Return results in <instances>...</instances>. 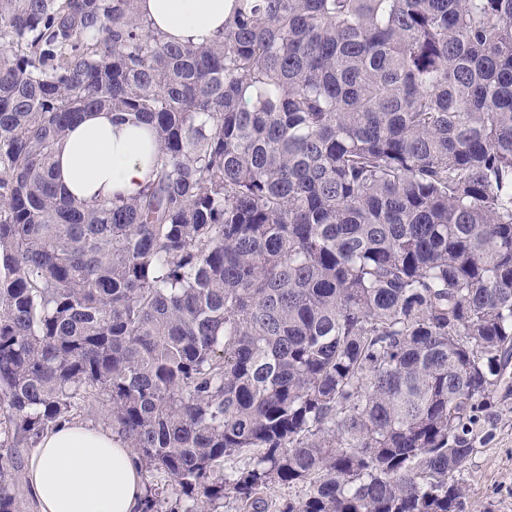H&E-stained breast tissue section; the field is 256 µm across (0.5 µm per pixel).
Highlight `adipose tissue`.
I'll return each instance as SVG.
<instances>
[{
	"label": "adipose tissue",
	"instance_id": "obj_1",
	"mask_svg": "<svg viewBox=\"0 0 512 512\" xmlns=\"http://www.w3.org/2000/svg\"><path fill=\"white\" fill-rule=\"evenodd\" d=\"M232 2L138 0V11L167 40L199 44L223 31ZM155 153L149 126L114 122L108 111L86 112L57 146L55 182L87 204L133 197L147 182ZM24 481L39 512H136L144 493L132 449L110 431L78 421L43 435Z\"/></svg>",
	"mask_w": 512,
	"mask_h": 512
}]
</instances>
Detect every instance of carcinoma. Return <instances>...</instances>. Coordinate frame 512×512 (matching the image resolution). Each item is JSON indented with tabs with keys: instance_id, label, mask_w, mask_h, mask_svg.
<instances>
[{
	"instance_id": "cac0c4a2",
	"label": "carcinoma",
	"mask_w": 512,
	"mask_h": 512,
	"mask_svg": "<svg viewBox=\"0 0 512 512\" xmlns=\"http://www.w3.org/2000/svg\"><path fill=\"white\" fill-rule=\"evenodd\" d=\"M137 2L0 0V512L95 402L180 488L138 512H464L512 396V0H234L203 44ZM89 109L152 125L137 196L53 184Z\"/></svg>"
}]
</instances>
